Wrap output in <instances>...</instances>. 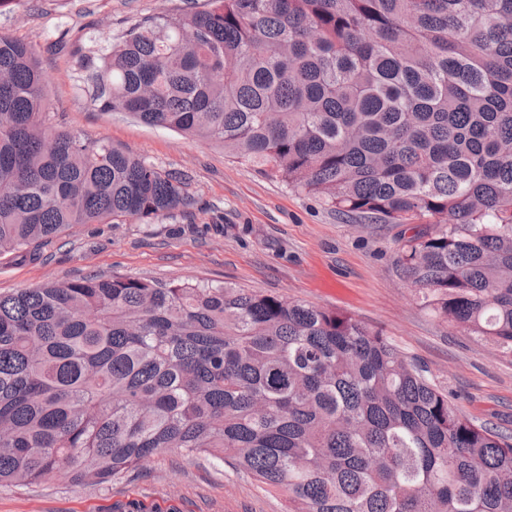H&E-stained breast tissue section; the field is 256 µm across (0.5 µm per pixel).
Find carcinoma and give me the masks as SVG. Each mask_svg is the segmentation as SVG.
Listing matches in <instances>:
<instances>
[{
	"mask_svg": "<svg viewBox=\"0 0 512 512\" xmlns=\"http://www.w3.org/2000/svg\"><path fill=\"white\" fill-rule=\"evenodd\" d=\"M93 101L372 223L420 305L512 356V0H208L81 56ZM0 33V255L153 219L185 179L46 119ZM227 460L289 512H512V435L377 330L233 284L112 275L0 294V485Z\"/></svg>",
	"mask_w": 512,
	"mask_h": 512,
	"instance_id": "1",
	"label": "carcinoma"
}]
</instances>
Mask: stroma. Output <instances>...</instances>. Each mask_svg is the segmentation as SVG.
Returning <instances> with one entry per match:
<instances>
[{
    "label": "stroma",
    "mask_w": 512,
    "mask_h": 512,
    "mask_svg": "<svg viewBox=\"0 0 512 512\" xmlns=\"http://www.w3.org/2000/svg\"><path fill=\"white\" fill-rule=\"evenodd\" d=\"M206 0H21L0 32L37 50L53 125L183 173L194 207L170 217L84 224L34 261L0 257V293L92 274L232 283L345 313L427 367L456 410L512 434V356L423 310L398 258L413 224H374L225 156L222 148L94 104L69 51L109 47L146 17ZM283 496L231 464L165 453L124 480L78 487L56 476L0 486V512H287Z\"/></svg>",
    "instance_id": "obj_1"
}]
</instances>
